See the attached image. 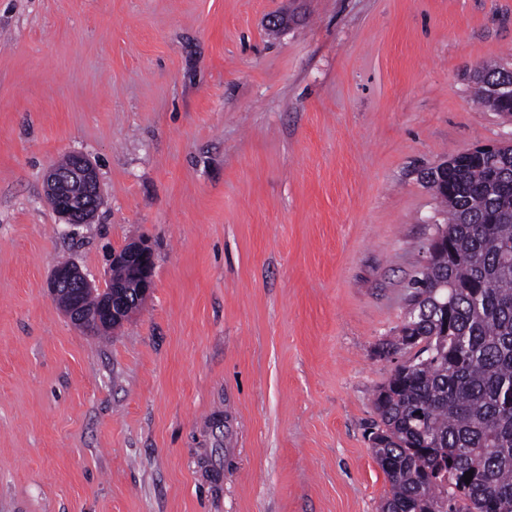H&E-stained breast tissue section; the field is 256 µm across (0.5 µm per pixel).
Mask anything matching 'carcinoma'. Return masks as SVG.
<instances>
[{
	"instance_id": "cac0c4a2",
	"label": "carcinoma",
	"mask_w": 512,
	"mask_h": 512,
	"mask_svg": "<svg viewBox=\"0 0 512 512\" xmlns=\"http://www.w3.org/2000/svg\"><path fill=\"white\" fill-rule=\"evenodd\" d=\"M435 192L444 247L393 343L418 350L374 397L381 512H512V148L449 156Z\"/></svg>"
}]
</instances>
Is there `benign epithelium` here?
Returning a JSON list of instances; mask_svg holds the SVG:
<instances>
[{
    "label": "benign epithelium",
    "mask_w": 512,
    "mask_h": 512,
    "mask_svg": "<svg viewBox=\"0 0 512 512\" xmlns=\"http://www.w3.org/2000/svg\"><path fill=\"white\" fill-rule=\"evenodd\" d=\"M45 191L63 223L86 222L102 203V189L95 164L82 154H73L66 167L52 166L46 176ZM155 256L149 245L132 240L112 253L107 271L111 287L96 288L81 270L71 264L53 268L49 296L58 302L71 322L88 331H100L121 325L134 311L126 287L136 288L138 298H146L153 288ZM99 294L95 311L85 308L87 294Z\"/></svg>",
    "instance_id": "7a95c632"
}]
</instances>
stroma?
Segmentation results:
<instances>
[{"instance_id": "1", "label": "stroma", "mask_w": 512, "mask_h": 512, "mask_svg": "<svg viewBox=\"0 0 512 512\" xmlns=\"http://www.w3.org/2000/svg\"><path fill=\"white\" fill-rule=\"evenodd\" d=\"M479 64L512 69V0H0V512H380L426 173L512 142ZM134 239L149 297L79 330L52 269L105 287ZM52 166L46 176L45 191L63 224L86 222L102 203V189L95 164L82 154H73Z\"/></svg>"}]
</instances>
